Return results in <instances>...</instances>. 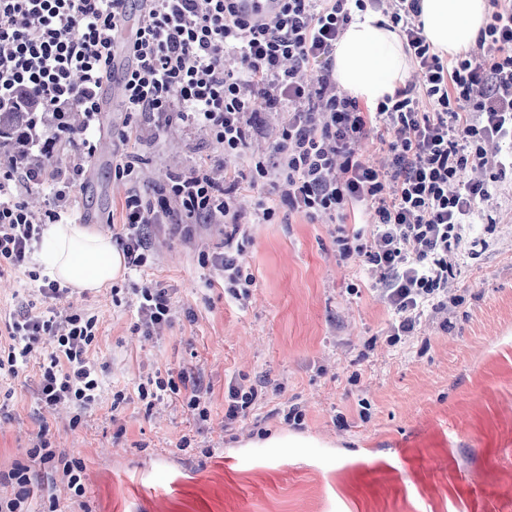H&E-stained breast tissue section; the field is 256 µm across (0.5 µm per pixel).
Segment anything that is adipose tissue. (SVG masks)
<instances>
[{
	"label": "adipose tissue",
	"mask_w": 512,
	"mask_h": 512,
	"mask_svg": "<svg viewBox=\"0 0 512 512\" xmlns=\"http://www.w3.org/2000/svg\"><path fill=\"white\" fill-rule=\"evenodd\" d=\"M425 35L440 53L455 56L474 46L486 18V0H420ZM333 70L339 87L369 106L405 86L409 68L403 44L389 19L369 10L357 15L336 44ZM44 276L61 286L92 291L126 270L109 234L70 219L47 225L37 253Z\"/></svg>",
	"instance_id": "adipose-tissue-1"
}]
</instances>
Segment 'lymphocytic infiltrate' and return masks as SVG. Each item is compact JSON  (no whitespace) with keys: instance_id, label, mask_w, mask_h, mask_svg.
I'll use <instances>...</instances> for the list:
<instances>
[{"instance_id":"lymphocytic-infiltrate-1","label":"lymphocytic infiltrate","mask_w":512,"mask_h":512,"mask_svg":"<svg viewBox=\"0 0 512 512\" xmlns=\"http://www.w3.org/2000/svg\"><path fill=\"white\" fill-rule=\"evenodd\" d=\"M127 2L0 0V108L27 90L58 115L75 110L92 124ZM138 2L141 17L123 75L128 111L148 116L158 129L179 122L205 126L225 163L248 160L251 183L269 184L289 211L342 221L351 212L369 213L371 227H338L336 245L341 260L360 261L393 311V339L413 335L424 314L447 311L461 233L480 216L493 184L512 174V4L491 0L493 11L475 46L447 60L424 34L419 0H261L258 13L245 10L244 0ZM370 8L389 14L423 75L419 87L398 89L372 109L340 91L332 65L339 37L356 13ZM259 102L288 110L268 159L246 156L260 131ZM377 127L389 149L379 169L355 150ZM68 144V170L0 171V276L25 267L43 225L60 223L73 206V189L93 148L81 133ZM36 186L50 188L54 208L28 207L24 197ZM240 190L238 179L220 181L200 167L172 177L158 197L128 195L117 243L129 266L145 262L149 225H172L189 239L193 225L222 224L225 251L212 266L233 298L247 297L255 277L232 250L244 218ZM39 294L1 324L0 380L16 376L44 337H53L39 366L37 396L49 410L74 406L75 427L101 384L90 359L97 320L42 310L41 300L63 296L58 282L44 281ZM132 295L137 330L158 335L170 318L167 289L145 281ZM28 457L29 464L9 472L17 491L0 498V512H24L34 463L49 465L83 496L79 460L57 456L44 438Z\"/></svg>"}]
</instances>
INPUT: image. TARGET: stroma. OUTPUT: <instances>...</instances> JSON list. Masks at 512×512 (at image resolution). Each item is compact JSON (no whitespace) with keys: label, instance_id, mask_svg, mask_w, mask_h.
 Wrapping results in <instances>:
<instances>
[{"label":"stroma","instance_id":"1","mask_svg":"<svg viewBox=\"0 0 512 512\" xmlns=\"http://www.w3.org/2000/svg\"><path fill=\"white\" fill-rule=\"evenodd\" d=\"M117 57L101 95L106 123L86 136L95 148L75 188L71 215L105 233L122 231L126 196L172 173L224 167L208 130L179 123L155 131L115 94ZM140 162L117 178L118 133ZM247 221L239 261L256 278L246 298L214 284L204 255L224 250V229L184 240L149 228L141 270L112 285L47 300L98 317L90 353L105 374L78 427L72 408H40L37 363L10 382L0 402V474L28 464L46 432L53 448L81 460L86 492L72 496L58 475L33 480L32 512H512V178L496 182L463 258L448 280L457 303L447 318L423 316L414 335L391 343L392 311L338 256L333 225L288 212L277 196L242 189ZM273 218L254 220L258 206ZM167 288L172 318L160 336L136 330L134 283ZM203 375L207 421L174 395L154 408L133 394L149 377ZM256 387L246 420H228V387ZM124 391L125 401L113 395ZM298 406L301 424L280 410ZM190 447H181L182 438Z\"/></svg>","mask_w":512,"mask_h":512}]
</instances>
